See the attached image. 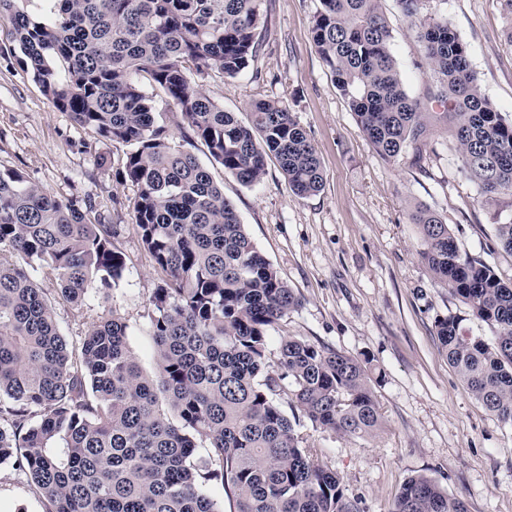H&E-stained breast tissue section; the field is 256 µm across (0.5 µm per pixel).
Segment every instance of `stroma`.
<instances>
[{
    "label": "stroma",
    "instance_id": "stroma-1",
    "mask_svg": "<svg viewBox=\"0 0 512 512\" xmlns=\"http://www.w3.org/2000/svg\"><path fill=\"white\" fill-rule=\"evenodd\" d=\"M318 0H262L266 28L257 59L233 78H206L210 96L249 119V104L275 99L307 131L320 158L324 186L314 195L291 192L276 163L262 184L245 186L212 162L202 143L192 153L240 214L261 254L301 304L268 333L270 352L284 337L368 359L382 379L374 384L384 426L375 436L350 439L305 425L315 461L342 478L364 512H389L404 482L424 474L469 512H512V426L496 419L460 380L439 347L435 320L455 315L473 336L489 326L434 280L421 259L422 242L408 218L423 203L447 222L461 252L512 282V253L497 225L512 222V194L486 201L460 170L456 140L431 126L421 153L406 149L394 161L378 155L336 89L311 37ZM381 6L393 28L392 52L412 96L434 81L410 23L395 0ZM425 14L447 18L466 42L481 91L512 119V14L502 0H428ZM0 32V168L22 171L61 198H94L111 217L114 242L126 262L123 283L109 298H92V315L115 311L146 373L156 370L149 332V296L158 273L135 232L137 189L114 173L127 145L97 141L58 111L10 53ZM0 512H45L27 473L0 464Z\"/></svg>",
    "mask_w": 512,
    "mask_h": 512
}]
</instances>
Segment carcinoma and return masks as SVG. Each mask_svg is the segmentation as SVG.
Listing matches in <instances>:
<instances>
[{
  "label": "carcinoma",
  "mask_w": 512,
  "mask_h": 512,
  "mask_svg": "<svg viewBox=\"0 0 512 512\" xmlns=\"http://www.w3.org/2000/svg\"><path fill=\"white\" fill-rule=\"evenodd\" d=\"M0 0L10 52L43 94L99 141L126 144L116 180L137 187L132 223L164 274L150 296L157 370L144 373L116 313L69 346L57 285L81 317L126 268L112 225L90 197L59 198L0 169V464L24 468L46 512H361L336 472L313 460L304 421L349 438L377 434L383 414L355 357L267 332L299 305L262 256L234 205L157 119L177 108L209 156L246 186L275 160L289 187L313 195L323 170L307 132L280 101L255 99L250 120L211 98L188 72L234 78L261 47V0ZM415 26L436 91H406L381 0H319L312 41L357 124L384 159L421 152L426 118L455 123L461 170L484 196L512 193V120L482 94L466 44L445 18L420 21L426 0H397ZM146 75L150 89L141 84ZM434 279L488 324L435 321L448 363L498 420L512 423V285L461 253L443 218L409 213ZM299 410L285 414L277 398ZM206 452L198 453V443ZM391 512H468L430 477H410Z\"/></svg>",
  "instance_id": "1"
}]
</instances>
